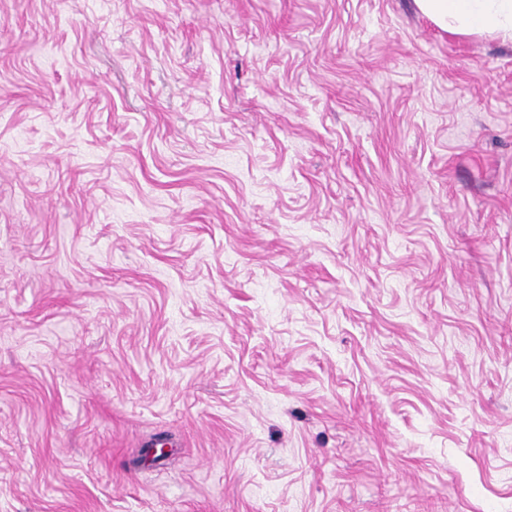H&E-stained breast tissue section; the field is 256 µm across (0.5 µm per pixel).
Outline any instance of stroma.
Masks as SVG:
<instances>
[{"mask_svg": "<svg viewBox=\"0 0 512 512\" xmlns=\"http://www.w3.org/2000/svg\"><path fill=\"white\" fill-rule=\"evenodd\" d=\"M0 512H512V43L0 0Z\"/></svg>", "mask_w": 512, "mask_h": 512, "instance_id": "35a3bbf8", "label": "stroma"}]
</instances>
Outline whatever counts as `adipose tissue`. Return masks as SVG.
Returning <instances> with one entry per match:
<instances>
[{
	"instance_id": "obj_1",
	"label": "adipose tissue",
	"mask_w": 512,
	"mask_h": 512,
	"mask_svg": "<svg viewBox=\"0 0 512 512\" xmlns=\"http://www.w3.org/2000/svg\"><path fill=\"white\" fill-rule=\"evenodd\" d=\"M422 13L445 31L494 33L512 43V0H416Z\"/></svg>"
}]
</instances>
